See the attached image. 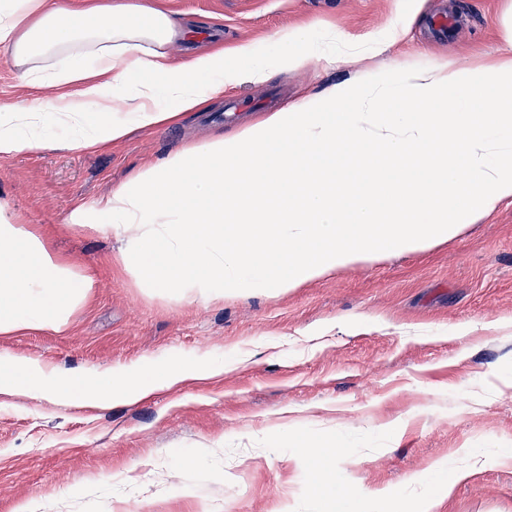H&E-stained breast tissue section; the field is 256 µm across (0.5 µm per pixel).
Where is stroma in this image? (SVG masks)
<instances>
[{
  "label": "stroma",
  "instance_id": "35a3bbf8",
  "mask_svg": "<svg viewBox=\"0 0 512 512\" xmlns=\"http://www.w3.org/2000/svg\"><path fill=\"white\" fill-rule=\"evenodd\" d=\"M225 47L291 24L374 35L375 64L425 66L493 52L503 0H422L391 41L402 0H165ZM358 72L343 61L273 69L226 93L262 119L264 100L324 93ZM241 122V123H242ZM239 125V124H238ZM237 124L199 111L96 154L31 151L0 159V205L97 283L56 334L0 335V353L81 372L220 359L202 375L133 403L60 408L0 393V512L42 499L46 512H402L469 464L433 512H512V202L454 238L336 271L284 293L250 288L208 304L139 286L115 260L111 234L68 224L139 166ZM326 448L333 467L305 448ZM197 448L204 465L176 468ZM220 470L224 480L210 481ZM96 477L95 495L75 494ZM386 490L374 502L368 492Z\"/></svg>",
  "mask_w": 512,
  "mask_h": 512
}]
</instances>
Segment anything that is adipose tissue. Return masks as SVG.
Listing matches in <instances>:
<instances>
[{"label": "adipose tissue", "instance_id": "ef3b65f1", "mask_svg": "<svg viewBox=\"0 0 512 512\" xmlns=\"http://www.w3.org/2000/svg\"><path fill=\"white\" fill-rule=\"evenodd\" d=\"M311 26L276 35L280 68L320 62ZM192 32L160 0H11L0 47L42 99L0 107V158L31 150L96 153L178 122L269 68L253 42L225 49ZM494 53L423 67L385 65L267 113L230 136L142 165L69 223L112 233L118 260L149 287L212 302L258 286L296 288L384 255L455 237L512 201V0ZM245 60V72L231 67ZM170 106H161L159 93ZM67 139L53 136L54 128ZM385 184L381 193L369 192ZM110 216L111 224L94 221ZM95 285L0 206V334L63 331ZM219 363L75 374L0 354V389L55 405L130 402Z\"/></svg>", "mask_w": 512, "mask_h": 512}]
</instances>
